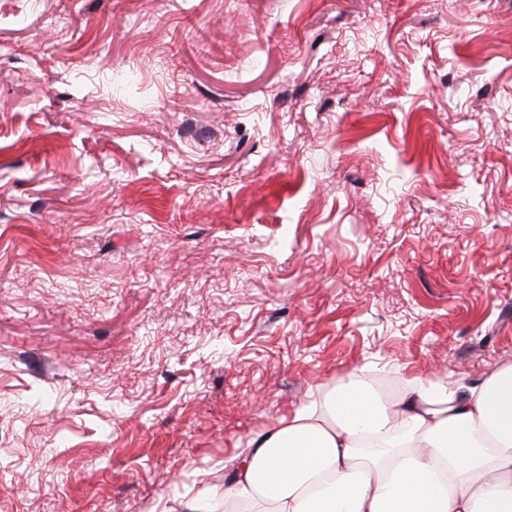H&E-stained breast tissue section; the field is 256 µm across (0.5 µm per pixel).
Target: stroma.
<instances>
[{
	"label": "stroma",
	"mask_w": 512,
	"mask_h": 512,
	"mask_svg": "<svg viewBox=\"0 0 512 512\" xmlns=\"http://www.w3.org/2000/svg\"><path fill=\"white\" fill-rule=\"evenodd\" d=\"M507 361L512 0H0V512Z\"/></svg>",
	"instance_id": "1"
}]
</instances>
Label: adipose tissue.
Masks as SVG:
<instances>
[{
  "label": "adipose tissue",
  "instance_id": "adipose-tissue-1",
  "mask_svg": "<svg viewBox=\"0 0 512 512\" xmlns=\"http://www.w3.org/2000/svg\"><path fill=\"white\" fill-rule=\"evenodd\" d=\"M512 512V362L468 384L366 381L258 434L188 512Z\"/></svg>",
  "mask_w": 512,
  "mask_h": 512
}]
</instances>
